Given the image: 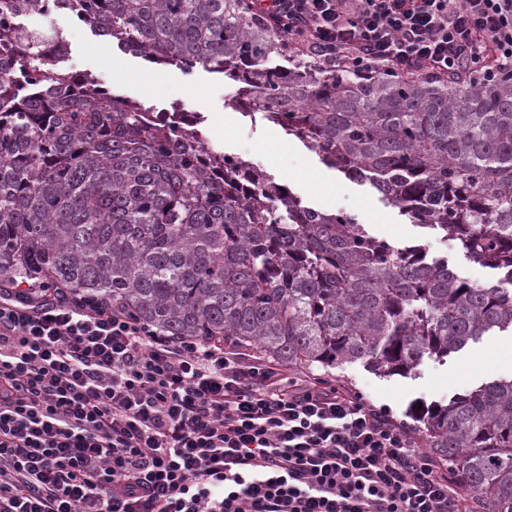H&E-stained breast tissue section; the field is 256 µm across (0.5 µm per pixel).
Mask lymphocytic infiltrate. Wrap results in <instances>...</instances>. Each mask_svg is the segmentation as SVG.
Returning a JSON list of instances; mask_svg holds the SVG:
<instances>
[{"instance_id": "lymphocytic-infiltrate-1", "label": "lymphocytic infiltrate", "mask_w": 512, "mask_h": 512, "mask_svg": "<svg viewBox=\"0 0 512 512\" xmlns=\"http://www.w3.org/2000/svg\"><path fill=\"white\" fill-rule=\"evenodd\" d=\"M336 68L512 72V0H248ZM400 423L230 343L0 290V512H478Z\"/></svg>"}]
</instances>
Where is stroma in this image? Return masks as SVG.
I'll return each mask as SVG.
<instances>
[{
  "label": "stroma",
  "instance_id": "1",
  "mask_svg": "<svg viewBox=\"0 0 512 512\" xmlns=\"http://www.w3.org/2000/svg\"><path fill=\"white\" fill-rule=\"evenodd\" d=\"M25 26L56 30L68 43V53L59 62L66 72L89 73L112 92L161 111L181 103L185 111L196 113L199 128L215 150L236 155L284 184L304 204L319 211H346L365 225L369 233L390 244L428 246L433 256L447 259L449 267L474 284L497 281L499 271L473 262L453 240L411 223L393 206L383 201L369 184L345 177L323 164L319 156L278 125L247 114L231 99L237 82L203 68L183 72L178 66L145 61L124 53L115 62L102 59V39L70 14L24 18ZM512 344L507 333L486 336L476 344L451 354L445 364L426 363L416 373L381 378L362 363L325 370L287 365V373L319 377L361 394L370 404L409 424L411 405L424 401L448 402L481 383L512 379V362L493 358L494 349Z\"/></svg>",
  "mask_w": 512,
  "mask_h": 512
}]
</instances>
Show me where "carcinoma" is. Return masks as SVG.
<instances>
[{
	"label": "carcinoma",
	"mask_w": 512,
	"mask_h": 512,
	"mask_svg": "<svg viewBox=\"0 0 512 512\" xmlns=\"http://www.w3.org/2000/svg\"><path fill=\"white\" fill-rule=\"evenodd\" d=\"M67 12L124 52L247 87L246 106L412 222L501 272L306 206L239 157L19 37ZM120 305L166 336L227 340L380 377L512 332V74H355L288 50L247 0H0V289L32 280ZM484 512H512V379L409 409Z\"/></svg>",
	"instance_id": "cac0c4a2"
}]
</instances>
